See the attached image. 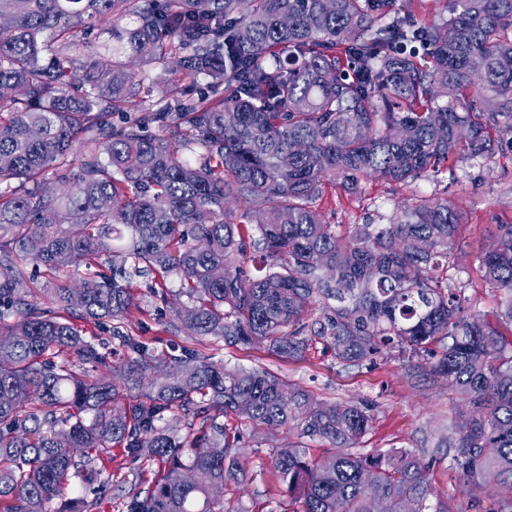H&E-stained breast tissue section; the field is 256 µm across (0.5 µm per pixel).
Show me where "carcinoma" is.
Returning <instances> with one entry per match:
<instances>
[{"mask_svg": "<svg viewBox=\"0 0 512 512\" xmlns=\"http://www.w3.org/2000/svg\"><path fill=\"white\" fill-rule=\"evenodd\" d=\"M451 2L448 19L429 23L396 0H0L10 22L0 31V337L11 339L0 343V512H47L53 501L86 512L74 478L98 474L112 446L165 467L127 512H224L212 488L245 471L243 435L219 421L231 414L347 449L273 452L301 512H373L376 496L391 512L406 498L425 512L432 488L419 456L349 452L370 427L366 406L194 349L156 355L128 335L112 378L90 375L110 352L70 318L120 323L135 306L133 279L184 271L189 303L175 318L190 336L265 342L285 358L314 336L340 361L432 360L468 422L448 429L463 486H501L494 512H512V340L442 285L464 214L435 196L388 224H328L317 208L328 183L407 185L512 140V0ZM105 17L132 19L117 34L131 60L173 61L205 90L187 99L172 82L155 110L127 65L80 63L69 52L78 28ZM161 119L168 134L148 133ZM195 145L199 158L178 160ZM51 171L65 191L46 190ZM258 248L270 272L253 279L243 260ZM104 254L110 271L98 268ZM30 260L49 281L93 273L76 291L46 289L41 306L24 292ZM473 261L504 291L498 317L512 328V224Z\"/></svg>", "mask_w": 512, "mask_h": 512, "instance_id": "1", "label": "carcinoma"}]
</instances>
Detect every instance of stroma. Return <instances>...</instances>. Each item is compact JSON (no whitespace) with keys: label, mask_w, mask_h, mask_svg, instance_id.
Masks as SVG:
<instances>
[{"label":"stroma","mask_w":512,"mask_h":512,"mask_svg":"<svg viewBox=\"0 0 512 512\" xmlns=\"http://www.w3.org/2000/svg\"><path fill=\"white\" fill-rule=\"evenodd\" d=\"M111 26L108 18L83 23L77 35L81 60L111 55ZM420 194L448 197L463 212L465 222L456 236L457 265L448 273L449 283L461 291L473 309L490 323H497L502 293L486 283L472 257L493 246L498 225L512 224V151L449 163L441 172L427 173L407 187L375 180L365 183L357 195L330 187L319 207L325 221L332 224L368 220L386 224ZM149 283V278L137 279L139 308L124 321V333L147 341L159 354L177 356L182 349H195L223 361L229 369L275 373L292 387L309 391L322 401L368 405L373 421L360 445L361 452L405 448L428 463L432 486L426 502L429 512H435L444 502L451 503L456 512H476L474 504L478 501L487 507L494 505V487L486 485L466 492L451 452L438 444L441 435L455 424L460 402L446 379L427 372L409 378L399 355L342 363L323 344L314 342L302 356L282 359L262 344L231 345L220 338H195L178 328L174 316L176 308L187 302L179 292V277L165 279L169 304L160 310L155 307ZM237 426L245 439L242 454L246 473L239 484L225 488V505L233 506L235 512H298L299 503L288 496L274 473L271 455L290 444L307 447L317 455L324 450L321 442L293 430L270 431L245 420L238 421Z\"/></svg>","instance_id":"obj_1"}]
</instances>
